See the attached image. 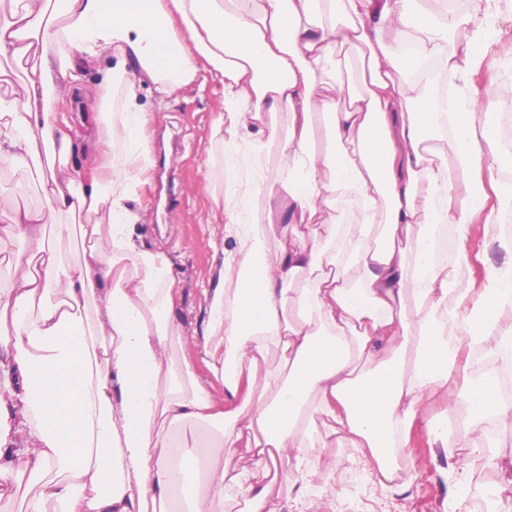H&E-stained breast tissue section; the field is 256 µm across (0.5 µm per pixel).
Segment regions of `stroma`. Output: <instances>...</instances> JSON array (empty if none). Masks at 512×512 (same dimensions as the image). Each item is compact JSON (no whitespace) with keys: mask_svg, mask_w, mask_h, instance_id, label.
<instances>
[{"mask_svg":"<svg viewBox=\"0 0 512 512\" xmlns=\"http://www.w3.org/2000/svg\"><path fill=\"white\" fill-rule=\"evenodd\" d=\"M488 23L496 42L460 83L459 94L477 111L497 112L502 107L499 86L512 83V60L498 52L499 43L512 42V0H499L488 13ZM221 94L220 82L206 71L166 99L159 98L150 80L141 83L138 104L153 113L154 122L149 129L151 168L137 189L144 221L134 231L138 244L171 258L178 318L186 337L174 356L187 358L196 377L219 400L224 387L205 364L202 343L207 297L225 277L224 258L235 248L224 230L235 207L233 196L207 182L208 169L224 163L221 138L214 131ZM0 196L22 208L37 205L35 174L0 169ZM484 221V213L473 217L464 245L454 246L450 256L469 269L461 285L472 298L484 287L490 268L512 264L511 254L490 236L480 235L478 226ZM460 387L454 380L427 398L405 447L392 456L395 477L390 481L365 465V449L334 447L329 421L316 416L315 428L328 446L307 449L302 479L272 499L276 512H459L456 480L461 475L466 497L479 512H512V425L495 420L491 441L485 426H478L466 436L467 446H457V418L470 407ZM485 444L498 456V465L469 467L473 447Z\"/></svg>","mask_w":512,"mask_h":512,"instance_id":"35a3bbf8","label":"stroma"}]
</instances>
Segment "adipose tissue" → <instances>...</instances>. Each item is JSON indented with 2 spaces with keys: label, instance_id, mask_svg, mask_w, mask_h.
I'll return each mask as SVG.
<instances>
[{
  "label": "adipose tissue",
  "instance_id": "1",
  "mask_svg": "<svg viewBox=\"0 0 512 512\" xmlns=\"http://www.w3.org/2000/svg\"><path fill=\"white\" fill-rule=\"evenodd\" d=\"M492 3L439 15L418 0H0V60L30 63L22 97L0 96V164L39 167L43 196L26 210L0 197L5 231L25 251L0 293V500L24 487V512H224L231 482L237 512H272L283 466L323 445L316 413L390 477L382 450L401 447L426 398L460 374V347L490 348L512 307V266L491 269L464 306L459 268L436 262L432 234L449 224L465 241L488 197L482 167L512 166L480 148L497 113L437 107L436 78L492 42ZM411 35L413 50L396 53ZM346 45L362 53L358 80L328 81ZM105 52L122 100L85 139L58 104L82 90L79 63ZM201 68L222 85L218 113L244 145L208 172L230 185L238 214L226 227L232 285L208 298L204 350L220 404L190 363L169 359L182 337L172 262L133 236L153 121L137 86L149 79L166 97ZM281 110L293 117L283 137ZM443 123L452 165L424 145ZM272 143L270 176L258 164ZM80 155L92 171L84 184ZM274 194L287 198L288 221L273 256L264 225L239 217ZM337 205L346 216H332ZM77 233L88 245L74 261L65 244ZM302 271L312 285L290 297ZM274 348L287 371L264 368ZM468 397L473 421L512 414L494 377ZM187 423L192 439L173 434Z\"/></svg>",
  "mask_w": 512,
  "mask_h": 512
}]
</instances>
